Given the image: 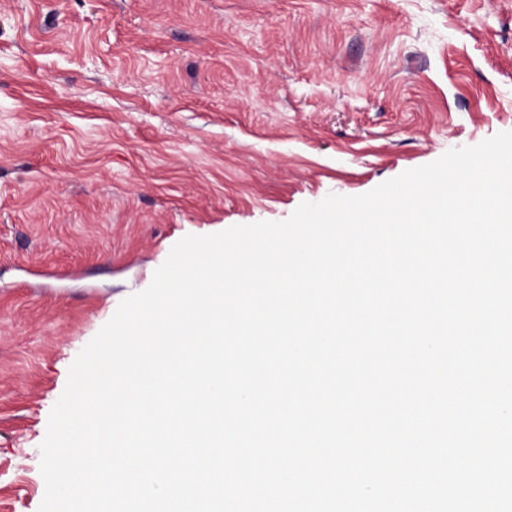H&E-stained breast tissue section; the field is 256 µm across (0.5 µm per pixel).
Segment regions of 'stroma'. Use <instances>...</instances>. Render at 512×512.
<instances>
[{
	"label": "stroma",
	"mask_w": 512,
	"mask_h": 512,
	"mask_svg": "<svg viewBox=\"0 0 512 512\" xmlns=\"http://www.w3.org/2000/svg\"><path fill=\"white\" fill-rule=\"evenodd\" d=\"M512 131V0H0V512L71 364L187 235Z\"/></svg>",
	"instance_id": "stroma-1"
}]
</instances>
